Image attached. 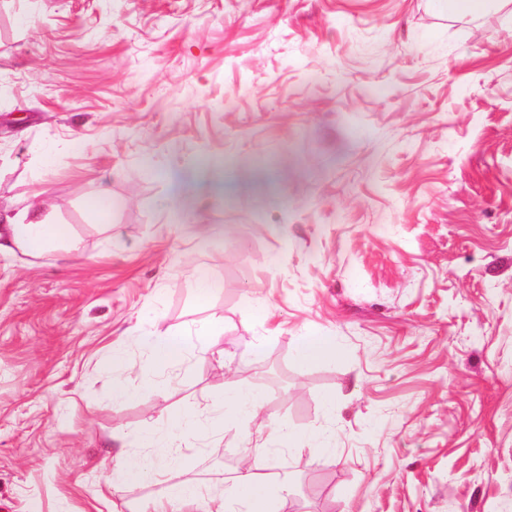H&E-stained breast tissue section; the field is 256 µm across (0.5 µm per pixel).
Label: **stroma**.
Wrapping results in <instances>:
<instances>
[{"label": "stroma", "instance_id": "1", "mask_svg": "<svg viewBox=\"0 0 512 512\" xmlns=\"http://www.w3.org/2000/svg\"><path fill=\"white\" fill-rule=\"evenodd\" d=\"M33 208L81 249L0 254V512H132L113 434L230 380L305 512H512V0H0V212ZM145 315L224 334L155 371ZM254 445L225 419L173 476ZM436 7L444 14H484L499 0H434ZM335 343L330 336H305L297 349V358L312 365L335 355ZM224 402H229L236 414L247 416L250 421L255 425L257 431L264 428V423L261 421V396L256 392H242L233 383H229L224 388V396L219 401L221 408L224 407Z\"/></svg>", "mask_w": 512, "mask_h": 512}]
</instances>
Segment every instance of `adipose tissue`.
<instances>
[{"label": "adipose tissue", "instance_id": "1", "mask_svg": "<svg viewBox=\"0 0 512 512\" xmlns=\"http://www.w3.org/2000/svg\"><path fill=\"white\" fill-rule=\"evenodd\" d=\"M78 251L76 239L59 233L48 218L36 210L0 215V254L23 251L39 253L56 246ZM154 367L168 365L188 354L211 350L224 333L218 321L202 320L183 330L160 331L153 318H142L135 327ZM140 447L152 449L154 460L146 462L133 452H119L112 459L114 470L133 483L150 482L164 486V500L146 499L135 512H163L165 504L201 505L203 512H225L227 501L242 504L244 512H288L291 491L287 483L271 478L265 467L241 462L232 483L211 488L192 481L169 478L168 446L155 430L139 432Z\"/></svg>", "mask_w": 512, "mask_h": 512}]
</instances>
